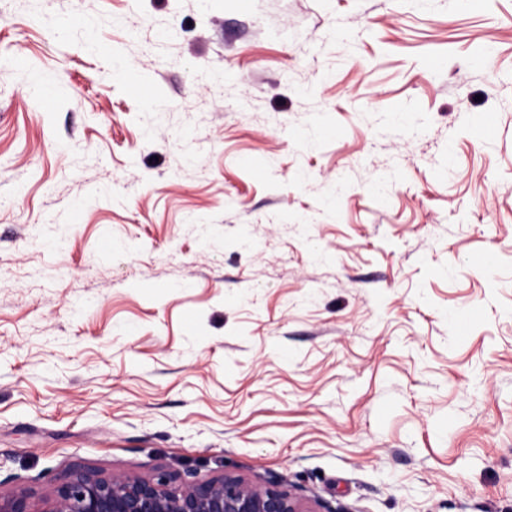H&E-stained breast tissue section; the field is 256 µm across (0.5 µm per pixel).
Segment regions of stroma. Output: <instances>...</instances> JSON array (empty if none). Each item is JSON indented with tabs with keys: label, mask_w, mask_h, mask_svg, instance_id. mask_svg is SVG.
Returning a JSON list of instances; mask_svg holds the SVG:
<instances>
[{
	"label": "stroma",
	"mask_w": 512,
	"mask_h": 512,
	"mask_svg": "<svg viewBox=\"0 0 512 512\" xmlns=\"http://www.w3.org/2000/svg\"><path fill=\"white\" fill-rule=\"evenodd\" d=\"M74 461L512 512V0H0V492Z\"/></svg>",
	"instance_id": "stroma-1"
}]
</instances>
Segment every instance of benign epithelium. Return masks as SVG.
Segmentation results:
<instances>
[{
    "instance_id": "benign-epithelium-1",
    "label": "benign epithelium",
    "mask_w": 512,
    "mask_h": 512,
    "mask_svg": "<svg viewBox=\"0 0 512 512\" xmlns=\"http://www.w3.org/2000/svg\"><path fill=\"white\" fill-rule=\"evenodd\" d=\"M0 512H316L276 482H252L233 473L198 478L160 470L150 477L104 474L72 462L52 492L34 499L24 486L0 493Z\"/></svg>"
}]
</instances>
